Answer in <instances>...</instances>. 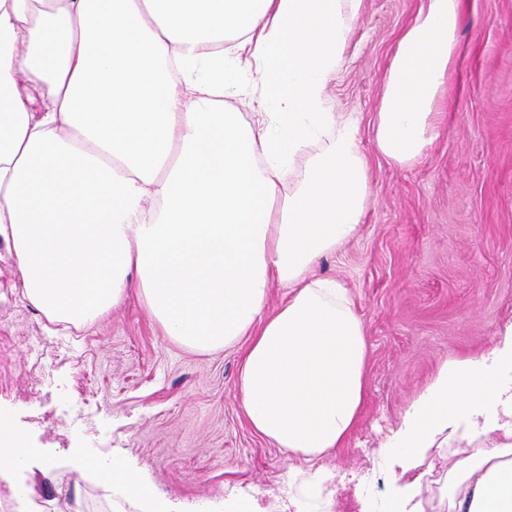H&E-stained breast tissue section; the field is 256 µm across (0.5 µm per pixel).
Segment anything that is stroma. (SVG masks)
Listing matches in <instances>:
<instances>
[{"instance_id":"35a3bbf8","label":"stroma","mask_w":512,"mask_h":512,"mask_svg":"<svg viewBox=\"0 0 512 512\" xmlns=\"http://www.w3.org/2000/svg\"><path fill=\"white\" fill-rule=\"evenodd\" d=\"M424 0H363L326 94L359 124L369 199L355 238L314 273L347 288L368 343V394L344 448L308 464L257 433L238 387L241 352L201 354L165 336L135 298L80 330L46 332L0 243V407L34 452L0 493L55 504L117 501L100 470L120 456L172 512H383L379 451L444 362L488 352L512 322V0H465L440 134L412 165L376 148L392 49ZM447 449L417 470L438 501Z\"/></svg>"}]
</instances>
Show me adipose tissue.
<instances>
[{"label":"adipose tissue","instance_id":"obj_1","mask_svg":"<svg viewBox=\"0 0 512 512\" xmlns=\"http://www.w3.org/2000/svg\"><path fill=\"white\" fill-rule=\"evenodd\" d=\"M362 0H0V242L23 298L83 327L129 297L178 345L243 346L253 428L316 463L367 393L365 328L335 280L369 195L358 126L330 106ZM463 0H425L399 35L374 124L399 164L436 138ZM253 69L261 113L224 107ZM287 288L268 312L271 284ZM449 463L448 512H512V323L445 363L382 452L385 512H422L413 472ZM165 512L121 458L102 471Z\"/></svg>","mask_w":512,"mask_h":512}]
</instances>
